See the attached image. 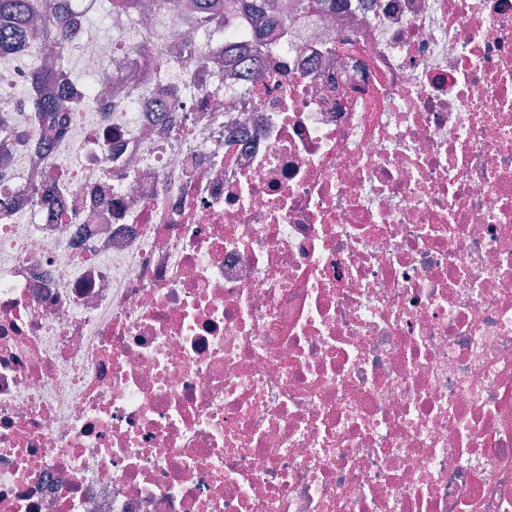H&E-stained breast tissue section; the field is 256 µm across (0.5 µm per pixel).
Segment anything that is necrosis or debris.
I'll list each match as a JSON object with an SVG mask.
<instances>
[{
	"mask_svg": "<svg viewBox=\"0 0 512 512\" xmlns=\"http://www.w3.org/2000/svg\"><path fill=\"white\" fill-rule=\"evenodd\" d=\"M290 2L0 62V512H512V0ZM29 82L40 89L39 96L35 95L30 102L31 107L38 112H69V101L60 94V83L56 82L51 74L41 70H32L28 74Z\"/></svg>",
	"mask_w": 512,
	"mask_h": 512,
	"instance_id": "necrosis-or-debris-1",
	"label": "necrosis or debris"
}]
</instances>
